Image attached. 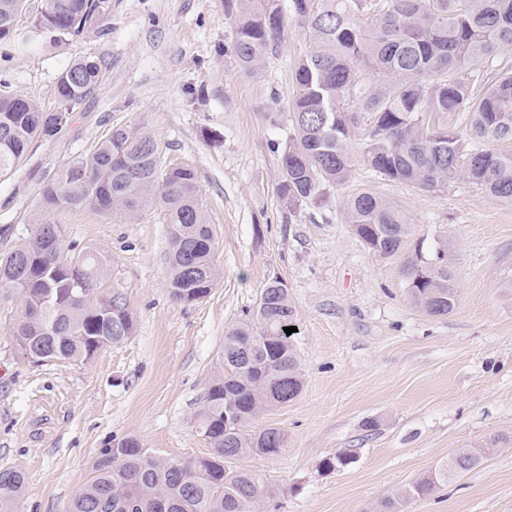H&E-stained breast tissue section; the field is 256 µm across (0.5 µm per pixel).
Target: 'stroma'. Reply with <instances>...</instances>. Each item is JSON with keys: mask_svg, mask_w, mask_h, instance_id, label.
Masks as SVG:
<instances>
[{"mask_svg": "<svg viewBox=\"0 0 512 512\" xmlns=\"http://www.w3.org/2000/svg\"><path fill=\"white\" fill-rule=\"evenodd\" d=\"M102 28L59 41L32 34L40 0H24L0 94L55 105L57 77L78 56L104 60L102 83L53 138L34 139L0 180V253L30 236L43 181L93 152L113 126L136 125L164 160L193 167L213 225L221 278L192 304L167 291V225L158 206L133 221L85 208L50 214L65 243L109 255V287L127 298L137 330L85 364H33L8 327L19 301L0 302V468L26 480L15 512H67L112 439L134 437L154 455L207 452L196 415L224 361V333L267 283L288 286L303 388L260 425L288 444L248 457L266 494L260 512H372L458 448L501 444L409 512H512V206L469 184L423 192L356 165L322 205L279 199L285 106L305 36L289 28L262 74L231 53L224 0H110ZM369 188L400 205L413 240H447L455 309L432 317L410 299L405 255L376 256L345 222L347 197ZM378 422L376 430L364 427ZM352 454L327 470L326 458Z\"/></svg>", "mask_w": 512, "mask_h": 512, "instance_id": "obj_1", "label": "stroma"}]
</instances>
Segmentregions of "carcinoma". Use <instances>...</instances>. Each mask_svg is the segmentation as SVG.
<instances>
[{
  "instance_id": "cac0c4a2",
  "label": "carcinoma",
  "mask_w": 512,
  "mask_h": 512,
  "mask_svg": "<svg viewBox=\"0 0 512 512\" xmlns=\"http://www.w3.org/2000/svg\"><path fill=\"white\" fill-rule=\"evenodd\" d=\"M23 0H0V42L12 39ZM108 0H43L35 27L75 37L100 27ZM234 18L231 52L240 68L259 72L288 26L308 38L295 62L288 100L289 134L281 149L279 197L290 206L320 205L327 190L349 181L358 162L376 175L433 191L455 179L512 205V0H224ZM103 60L80 56L59 74L51 110L0 95V178L9 175L37 136L51 138L74 106L101 84ZM371 118L355 142L362 114ZM464 129H459L458 120ZM155 204L168 224L169 295L192 304L220 276L217 242L200 205L198 177L163 164L152 133L115 125L89 155L58 169L41 191L40 212L94 208L133 216ZM346 221L382 258L404 251L408 215L370 191L350 195ZM0 256V297L20 299L8 328L23 358L84 362L126 340L137 321L126 298L105 287L110 258L65 246L59 225L42 219L35 232ZM408 294L430 316L457 303L448 242L417 243L403 267ZM294 319L288 286L269 282L253 312L224 334V369L211 380L197 414L209 452L168 461L148 448L101 449L89 480L68 512H254L264 494L255 474L235 462L271 457L287 443L260 416L301 391L298 361L284 328ZM231 410L232 426L224 427ZM500 444L464 448L408 487L384 497L376 512H407L454 476L478 467ZM18 471L0 473V512L21 497Z\"/></svg>"
}]
</instances>
